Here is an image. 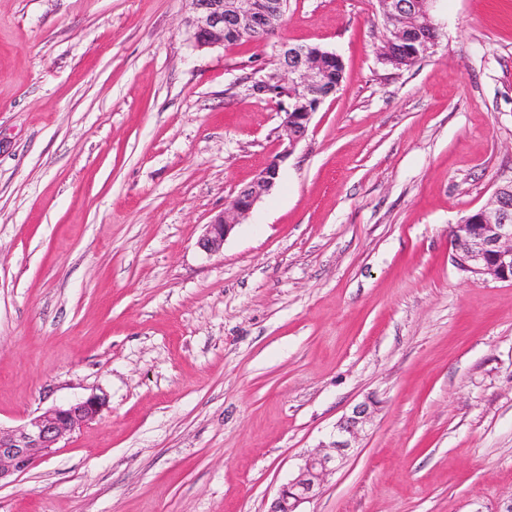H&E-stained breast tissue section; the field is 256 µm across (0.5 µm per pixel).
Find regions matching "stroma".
Returning <instances> with one entry per match:
<instances>
[{"label": "stroma", "instance_id": "35a3bbf8", "mask_svg": "<svg viewBox=\"0 0 512 512\" xmlns=\"http://www.w3.org/2000/svg\"><path fill=\"white\" fill-rule=\"evenodd\" d=\"M379 12L288 0L343 81L208 254L283 149L271 45L196 49L190 0H0V426L106 398L0 512H267L369 400L304 512H512V281L448 235L512 181V0H437L401 70Z\"/></svg>", "mask_w": 512, "mask_h": 512}]
</instances>
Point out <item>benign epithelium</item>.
Returning a JSON list of instances; mask_svg holds the SVG:
<instances>
[{
	"instance_id": "7a95c632",
	"label": "benign epithelium",
	"mask_w": 512,
	"mask_h": 512,
	"mask_svg": "<svg viewBox=\"0 0 512 512\" xmlns=\"http://www.w3.org/2000/svg\"><path fill=\"white\" fill-rule=\"evenodd\" d=\"M190 36L198 49L225 44L224 35L256 34L276 18L286 16L288 0H191ZM436 0H380L382 13L392 16H423L433 21ZM427 31L406 24L384 40L382 59L400 51L428 54ZM274 60L281 70L276 96L288 100L282 127L288 147L273 157L256 178L242 188L224 210L208 224L199 240L205 252H215L234 228L277 185L280 163L308 132L311 107L320 106L332 92L326 87L322 57L306 46L285 40L274 45ZM453 262L476 276L512 281V182L497 187L489 203L460 218L450 230ZM105 408V398L90 394L54 406L23 423L0 428V484H8L46 458L69 433L96 420ZM369 405L355 406L332 434L323 450L308 456L297 473L278 491L269 512H302L301 506L321 492L324 478L347 457L353 441L369 421Z\"/></svg>"
}]
</instances>
